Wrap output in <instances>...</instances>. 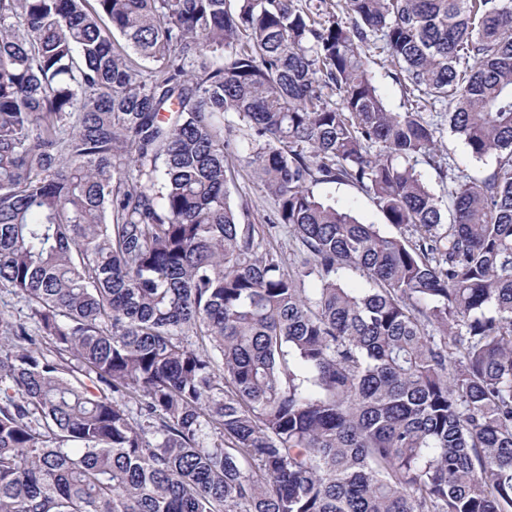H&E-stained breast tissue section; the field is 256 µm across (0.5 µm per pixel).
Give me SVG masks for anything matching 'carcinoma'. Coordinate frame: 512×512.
<instances>
[{
    "label": "carcinoma",
    "mask_w": 512,
    "mask_h": 512,
    "mask_svg": "<svg viewBox=\"0 0 512 512\" xmlns=\"http://www.w3.org/2000/svg\"><path fill=\"white\" fill-rule=\"evenodd\" d=\"M344 5L0 0V512H512V0ZM378 93L392 112H404L407 107L403 87L396 81L391 65L382 57L374 56L369 62ZM439 123H442V126L439 127L443 130L441 142L444 154L449 155V160L448 155L445 156L447 158L446 162H449L455 168L456 174L467 175L470 178H480L495 168L496 160L494 157H485L482 160L474 158L464 140L450 133L446 115L441 118ZM234 134L238 133L234 132L231 137H227L230 140V145L225 150L227 186L231 202L234 205H242V203L248 202L253 224H256V227L262 230L264 225L268 224L267 218L271 212L270 205L254 179L251 167L247 164L246 155L242 152L237 139L238 136ZM224 136V139H227L225 131ZM314 191L336 200V205L351 210L366 224H378L381 231L387 235L398 236L404 231L393 224H387L372 198L356 186L347 183L320 184ZM28 309L23 299L9 289H0V316L9 320H25Z\"/></svg>",
    "instance_id": "obj_1"
}]
</instances>
